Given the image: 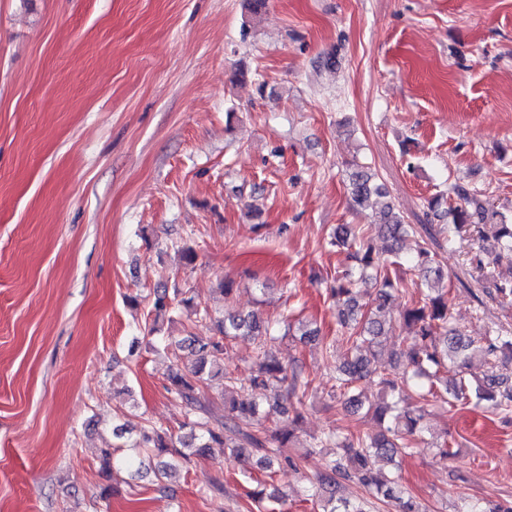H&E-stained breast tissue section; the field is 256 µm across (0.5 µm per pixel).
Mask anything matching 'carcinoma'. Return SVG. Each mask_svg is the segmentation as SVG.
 I'll list each match as a JSON object with an SVG mask.
<instances>
[{"label": "carcinoma", "instance_id": "obj_1", "mask_svg": "<svg viewBox=\"0 0 512 512\" xmlns=\"http://www.w3.org/2000/svg\"><path fill=\"white\" fill-rule=\"evenodd\" d=\"M347 190L353 204L362 208L369 204L380 207L381 224L377 233L391 241L390 256L382 258L375 253L367 234L356 224H339L330 245L354 250L359 273L345 272L336 276L327 288V294L336 310V323L344 335L325 343V352L332 354L336 344L347 345L349 356L338 367V380L349 388L357 381L369 379L370 358L381 354L380 338L389 335L386 310L397 292L391 278V268L403 266L411 271L430 273L431 293L414 301L401 314L400 325L409 331L408 343L390 364L391 370L377 374V384L383 389L382 402L374 408V415L382 424L374 435L350 434L339 436L332 430L318 444L331 443L341 450L337 458L325 464L317 479L318 486L312 500L322 505V512H370V501H355L338 496L341 481H354L373 498L383 502L388 512H420L416 502L404 496L396 482L374 469V460L390 461L417 444L416 437L423 432L425 410L412 405L407 392L415 379H436L443 370L452 369L457 378L445 384V392L456 400L475 397L477 401H491L497 408L512 406V377L503 376L488 382L466 378L471 367L474 341L452 326L448 298L442 286L447 279L437 253L422 239L416 242L410 257L400 253V243L408 236H416L413 225L405 222L382 185L375 182L369 167L356 164L348 176ZM456 203L448 204L444 215L448 223L440 227L442 247H453L469 236L477 241L487 239L486 228L493 229L494 250L484 258L476 252L469 258L472 267L484 273L491 264L503 262L512 267V216L495 209L481 192L463 185L451 187ZM186 309L195 318L211 319L209 309L199 307L186 292L176 289L173 294H158L152 304L154 319L171 316ZM236 336L261 337L255 372L250 389L237 385L234 377L224 371V352L228 341ZM277 337L255 314L230 315L213 322V335L205 343L183 338L178 347L187 348L194 356L190 365L171 368L165 389L180 399L188 408L187 421L180 429L186 433L174 437L169 429L150 424L136 438L128 439L121 447L128 452L117 456L118 447L101 449L102 473L109 484L102 488L101 498H110V484L114 469H128L143 463L142 457H159L153 469L158 482L169 478L176 463L205 456L212 448H227L241 460L248 472L300 470V465L285 454L290 447L301 415L283 401L268 408L253 394L255 390L280 388L285 397L302 398L311 386L305 369L294 358L282 357L272 349ZM479 354L487 359L508 356L512 360V336L499 331L482 338ZM224 378V418L209 412L204 388L207 381Z\"/></svg>", "mask_w": 512, "mask_h": 512}]
</instances>
